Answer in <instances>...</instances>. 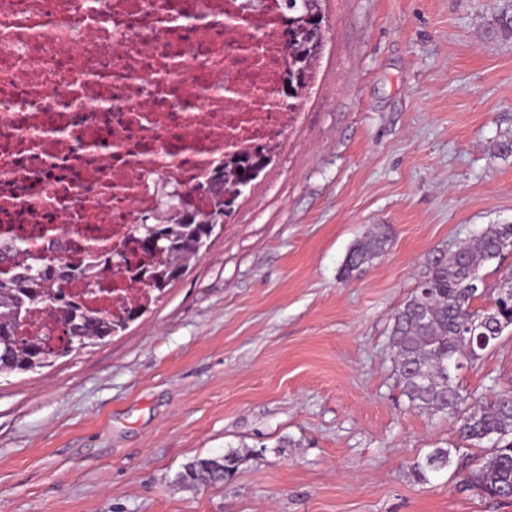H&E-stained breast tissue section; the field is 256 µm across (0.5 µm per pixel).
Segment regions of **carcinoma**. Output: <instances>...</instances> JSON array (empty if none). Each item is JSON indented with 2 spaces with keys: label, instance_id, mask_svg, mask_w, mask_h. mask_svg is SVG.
<instances>
[{
  "label": "carcinoma",
  "instance_id": "1",
  "mask_svg": "<svg viewBox=\"0 0 512 512\" xmlns=\"http://www.w3.org/2000/svg\"><path fill=\"white\" fill-rule=\"evenodd\" d=\"M317 60L315 53H309L302 77L291 81L284 101L288 111L299 110L301 91L310 86ZM275 153L274 147L258 145L239 155L229 179L236 187L233 199L224 200V186L220 185L204 193L209 200L207 211L184 203L167 223L148 224L131 232L130 255L140 257V262L129 270L146 288L145 299L122 307L116 316L88 308L66 291L64 283L71 279L69 263L62 269L33 270L30 254L18 258L13 245L0 251V264H5L0 271V376L46 367L78 345H94L125 330L183 275L215 227L224 223V217L256 180L251 172L265 170ZM391 238L392 229L385 224L366 234L350 249L342 276L350 277L383 254ZM507 250H512V224L482 231L455 250L436 251L395 314L390 332L399 382L411 406L454 419L463 443L479 447L486 439H498L497 446L472 459H454L457 447L435 448L411 464L415 478L427 484L455 465L463 475L465 489L503 500L512 499V387L473 401L456 382L455 372L462 369L463 361L480 359L512 329V270L494 287L479 273L483 264L501 258ZM487 294L489 306L475 307L474 301ZM35 308L50 311L65 325L66 336L60 343L18 334ZM242 461L237 450L197 458L177 473L175 481L187 487L224 482L236 474Z\"/></svg>",
  "mask_w": 512,
  "mask_h": 512
}]
</instances>
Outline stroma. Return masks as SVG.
<instances>
[{
	"label": "stroma",
	"instance_id": "obj_1",
	"mask_svg": "<svg viewBox=\"0 0 512 512\" xmlns=\"http://www.w3.org/2000/svg\"><path fill=\"white\" fill-rule=\"evenodd\" d=\"M314 78L273 162L123 332L0 378V512H512L417 482L458 443L410 407L389 336L427 256L512 224V0H324ZM379 224L387 251L349 278ZM458 378L512 386V333ZM248 454L185 487L199 457ZM391 238L392 229L389 225H377L375 231L366 234L362 240L358 241L350 249L341 275L344 278H348L353 271L360 268L364 263L383 254ZM455 454H452L451 448H436L418 458L411 464L413 475L418 481L425 484L430 483L431 479L448 470L454 464L456 452L461 448H453ZM244 460L238 450H229L223 455L202 457L185 465L183 471L177 473L176 483L187 486H201L231 479Z\"/></svg>",
	"mask_w": 512,
	"mask_h": 512
}]
</instances>
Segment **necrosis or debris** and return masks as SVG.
Instances as JSON below:
<instances>
[{"mask_svg":"<svg viewBox=\"0 0 512 512\" xmlns=\"http://www.w3.org/2000/svg\"><path fill=\"white\" fill-rule=\"evenodd\" d=\"M281 0H0V224L108 263L169 192L293 115Z\"/></svg>","mask_w":512,"mask_h":512,"instance_id":"necrosis-or-debris-1","label":"necrosis or debris"}]
</instances>
